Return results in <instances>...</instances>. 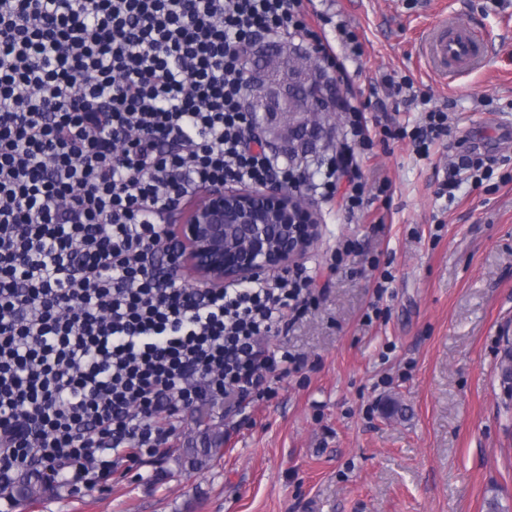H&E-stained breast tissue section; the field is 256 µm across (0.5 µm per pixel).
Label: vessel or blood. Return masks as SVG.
Listing matches in <instances>:
<instances>
[{
	"label": "vessel or blood",
	"instance_id": "b4317fda",
	"mask_svg": "<svg viewBox=\"0 0 512 512\" xmlns=\"http://www.w3.org/2000/svg\"><path fill=\"white\" fill-rule=\"evenodd\" d=\"M423 52L433 72L444 78L470 70L481 60L478 41L453 18L440 21L430 30Z\"/></svg>",
	"mask_w": 512,
	"mask_h": 512
}]
</instances>
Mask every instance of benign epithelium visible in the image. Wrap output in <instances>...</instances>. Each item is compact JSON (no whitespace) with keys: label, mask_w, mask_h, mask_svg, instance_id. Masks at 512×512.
<instances>
[{"label":"benign epithelium","mask_w":512,"mask_h":512,"mask_svg":"<svg viewBox=\"0 0 512 512\" xmlns=\"http://www.w3.org/2000/svg\"><path fill=\"white\" fill-rule=\"evenodd\" d=\"M243 94L248 112L263 122L250 131L273 152L286 151L304 165L324 135L323 115L338 110V91L327 79L316 50L283 44L255 64ZM302 194H287L277 184L239 191L215 186L190 206L169 204L175 224L165 250L169 276L192 288H224L264 278L297 263L318 236V224ZM284 215L287 243L269 249L273 221ZM233 225L238 245L224 248L225 225Z\"/></svg>","instance_id":"7a95c632"}]
</instances>
